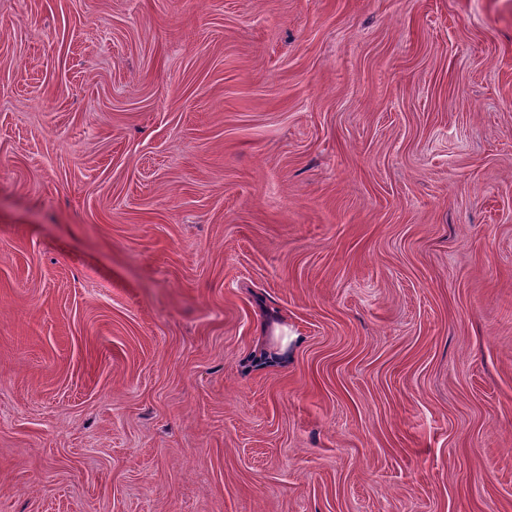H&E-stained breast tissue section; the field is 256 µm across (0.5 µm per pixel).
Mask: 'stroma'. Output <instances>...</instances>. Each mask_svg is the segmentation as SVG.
Wrapping results in <instances>:
<instances>
[{
    "instance_id": "35a3bbf8",
    "label": "stroma",
    "mask_w": 512,
    "mask_h": 512,
    "mask_svg": "<svg viewBox=\"0 0 512 512\" xmlns=\"http://www.w3.org/2000/svg\"><path fill=\"white\" fill-rule=\"evenodd\" d=\"M0 512H512V0H0Z\"/></svg>"
}]
</instances>
